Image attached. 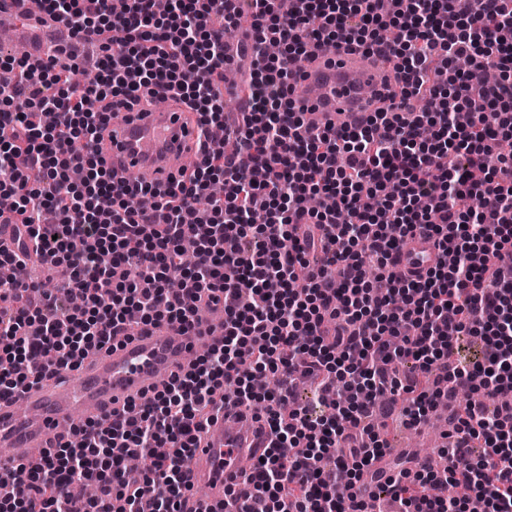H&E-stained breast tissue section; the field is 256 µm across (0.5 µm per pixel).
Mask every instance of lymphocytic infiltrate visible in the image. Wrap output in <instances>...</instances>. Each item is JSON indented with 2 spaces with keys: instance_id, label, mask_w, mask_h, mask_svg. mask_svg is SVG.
<instances>
[{
  "instance_id": "obj_1",
  "label": "lymphocytic infiltrate",
  "mask_w": 512,
  "mask_h": 512,
  "mask_svg": "<svg viewBox=\"0 0 512 512\" xmlns=\"http://www.w3.org/2000/svg\"><path fill=\"white\" fill-rule=\"evenodd\" d=\"M44 0L42 16L97 44L100 62L85 83L59 49L47 61L0 57V193L15 205V248H0L14 276L0 288V354L21 370L0 374V399L76 371L90 350L132 328L179 324L195 331L202 311L224 310V342L197 356L138 413L76 426L39 460L14 467L0 502L17 512H191L187 464L219 402L253 408L244 366L278 377L263 417L272 446L252 475L241 512H369L364 473L386 444L367 422L374 393L408 396L420 424L461 389L484 397L455 416L444 469L398 466L387 493L400 512H512V155L489 171L486 158L512 137V0ZM245 42L229 55L228 28ZM280 47L264 55V42ZM397 62L399 100L360 126L308 125L291 95L309 45ZM497 69V84L466 96L457 58ZM244 73L250 104L236 146L203 145L188 182L151 190L153 209L128 208L135 191L115 186L98 149L114 114L140 100L179 98L202 136L222 124L224 72ZM424 101L412 119L408 103ZM79 168L82 182L69 174ZM224 197L200 201L216 177ZM326 199L319 210L309 195ZM261 210L266 221H251ZM454 265L397 272L394 255L415 236ZM58 291L20 274L27 240ZM197 264L184 266L186 240ZM83 298L80 307L71 295ZM481 337L484 361L452 363L456 336ZM434 374L432 391L401 382L393 363ZM316 382L328 411L293 407L297 370ZM482 455H474V446ZM149 460L128 469V456ZM89 482L94 499L69 495ZM452 484L472 495L448 496Z\"/></svg>"
}]
</instances>
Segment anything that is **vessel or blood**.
Wrapping results in <instances>:
<instances>
[{
    "mask_svg": "<svg viewBox=\"0 0 512 512\" xmlns=\"http://www.w3.org/2000/svg\"><path fill=\"white\" fill-rule=\"evenodd\" d=\"M303 67L297 108L316 112L323 125L335 129L353 126L381 107V99L366 90L383 89L395 77L389 63H368L345 50L311 49ZM196 128V114L181 103L150 106L112 123L102 156L115 181L133 188L145 183L165 187L194 171ZM398 260L424 271L435 264L437 251L432 241L417 237L400 250ZM223 342L220 320H205L198 336L176 325L150 327L89 356L68 382L23 388L1 400L0 446L9 449L10 457L0 462V475L15 464L39 459L70 432L74 418L106 419L159 387L162 379L184 371L193 351ZM270 446L264 422L250 420L243 408L226 406L203 432L189 463V484L205 491L192 502L193 512H213L224 501L225 485L248 488V474Z\"/></svg>",
    "mask_w": 512,
    "mask_h": 512,
    "instance_id": "b4317fda",
    "label": "vessel or blood"
}]
</instances>
